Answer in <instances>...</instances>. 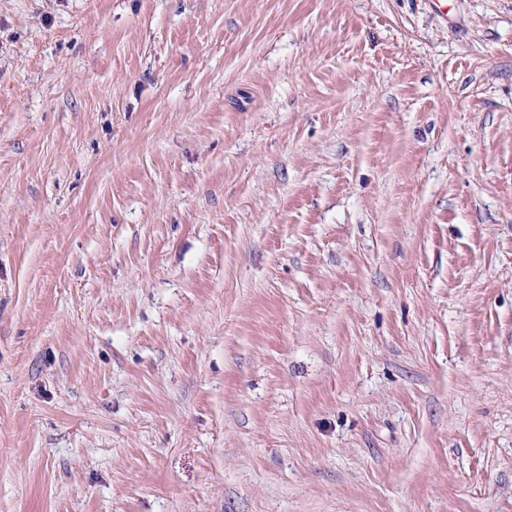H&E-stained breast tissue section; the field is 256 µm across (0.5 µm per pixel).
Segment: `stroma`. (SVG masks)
Here are the masks:
<instances>
[{
    "instance_id": "obj_1",
    "label": "stroma",
    "mask_w": 512,
    "mask_h": 512,
    "mask_svg": "<svg viewBox=\"0 0 512 512\" xmlns=\"http://www.w3.org/2000/svg\"><path fill=\"white\" fill-rule=\"evenodd\" d=\"M0 0V512H512V0Z\"/></svg>"
}]
</instances>
